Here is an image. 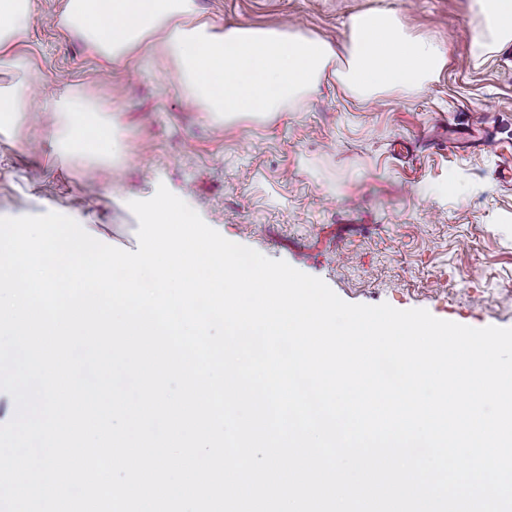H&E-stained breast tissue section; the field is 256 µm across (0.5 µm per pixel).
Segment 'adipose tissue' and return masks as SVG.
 <instances>
[{
    "mask_svg": "<svg viewBox=\"0 0 512 512\" xmlns=\"http://www.w3.org/2000/svg\"><path fill=\"white\" fill-rule=\"evenodd\" d=\"M481 20L476 57L512 46V0H473ZM35 20L34 0H0V133L30 122L28 73L22 48ZM53 23L81 41L102 64H125L134 53L162 52L178 69L187 104L216 124L241 114L266 117L334 79L352 98L409 96L434 80L447 54L435 41L409 34L395 11L370 9L350 19L343 49L300 33L201 19L197 0H62ZM45 108L64 158L89 166L111 163L122 151L110 119L88 122L79 90L57 89Z\"/></svg>",
    "mask_w": 512,
    "mask_h": 512,
    "instance_id": "ef3b65f1",
    "label": "adipose tissue"
}]
</instances>
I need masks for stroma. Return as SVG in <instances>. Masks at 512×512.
Masks as SVG:
<instances>
[{
    "instance_id": "35a3bbf8",
    "label": "stroma",
    "mask_w": 512,
    "mask_h": 512,
    "mask_svg": "<svg viewBox=\"0 0 512 512\" xmlns=\"http://www.w3.org/2000/svg\"><path fill=\"white\" fill-rule=\"evenodd\" d=\"M56 4L36 0V119L0 135V218L89 207L114 247H131L139 223L130 201L163 184L226 239L322 279L346 302L512 328V186L494 175L501 157L430 146L475 121L512 143V48L475 65L472 0H199L218 23L291 29L337 48L350 16L383 6L447 52L438 80L409 97L360 106L328 80L272 117L220 127L186 106L162 54L105 69L48 24ZM67 83L107 107L125 145L111 171L59 161L44 102Z\"/></svg>"
}]
</instances>
